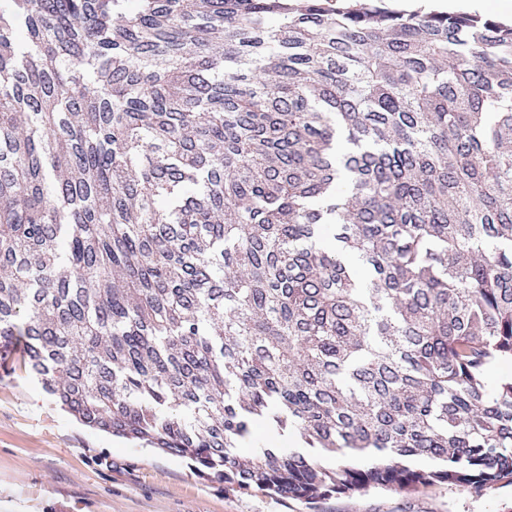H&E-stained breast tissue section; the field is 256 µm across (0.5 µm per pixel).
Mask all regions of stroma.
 I'll return each instance as SVG.
<instances>
[{
  "instance_id": "1",
  "label": "stroma",
  "mask_w": 512,
  "mask_h": 512,
  "mask_svg": "<svg viewBox=\"0 0 512 512\" xmlns=\"http://www.w3.org/2000/svg\"><path fill=\"white\" fill-rule=\"evenodd\" d=\"M0 512H512V484L368 489L317 499L240 490L187 459L83 425L0 359Z\"/></svg>"
}]
</instances>
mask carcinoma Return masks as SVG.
Listing matches in <instances>:
<instances>
[{
    "label": "carcinoma",
    "mask_w": 512,
    "mask_h": 512,
    "mask_svg": "<svg viewBox=\"0 0 512 512\" xmlns=\"http://www.w3.org/2000/svg\"><path fill=\"white\" fill-rule=\"evenodd\" d=\"M19 343L84 425L227 486L512 483V377L486 382L512 359V25L0 0V356ZM260 421L302 449L240 456Z\"/></svg>",
    "instance_id": "carcinoma-1"
}]
</instances>
